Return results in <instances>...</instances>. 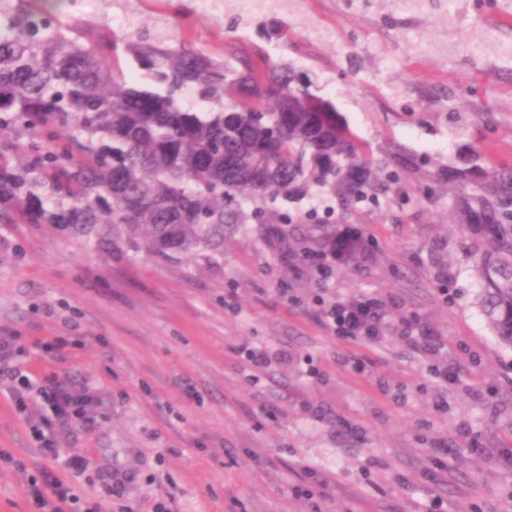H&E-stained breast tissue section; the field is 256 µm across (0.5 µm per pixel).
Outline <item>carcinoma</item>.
<instances>
[{"label": "carcinoma", "mask_w": 512, "mask_h": 512, "mask_svg": "<svg viewBox=\"0 0 512 512\" xmlns=\"http://www.w3.org/2000/svg\"><path fill=\"white\" fill-rule=\"evenodd\" d=\"M413 13L441 0H412ZM118 43L91 26L62 30L24 0H0V223L53 224L110 254L121 247L165 264L216 263L224 228L269 225L284 250L288 203L309 199L356 211L390 196L403 151L375 161L304 73L252 55L215 58L180 30H137L124 53L141 82L126 80ZM481 50L512 57L491 35ZM196 92L186 105L183 92ZM434 179L466 240L479 306L499 342L512 347V166L470 145ZM308 252L341 262L370 256L361 234L324 220Z\"/></svg>", "instance_id": "obj_1"}]
</instances>
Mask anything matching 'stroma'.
Segmentation results:
<instances>
[{
  "label": "stroma",
  "instance_id": "obj_1",
  "mask_svg": "<svg viewBox=\"0 0 512 512\" xmlns=\"http://www.w3.org/2000/svg\"><path fill=\"white\" fill-rule=\"evenodd\" d=\"M113 5L44 2L108 37L177 26L182 7L197 49L269 50L309 74L371 157L398 146L416 164L402 179L409 201L345 220L374 257L325 279L261 224L227 234L214 266L106 257L50 224H0V336L18 337L17 366L92 399L88 423L57 427L62 453L90 462L76 512H426L437 500L440 512H512V348L476 303L447 188L417 197L467 143L512 165V61L480 48L490 32L512 39L496 0H455L449 26L436 10L306 0L293 14L267 0L237 31L198 0H145L121 25ZM308 24L332 39L309 40ZM363 297L385 314L382 338H337L321 309ZM405 320L441 336L438 355L400 338ZM248 347L266 352L264 368L248 365ZM450 363L455 380L438 381ZM45 413L38 401L19 413L0 389V450L16 461L0 468V512H30L28 484L50 462L33 437Z\"/></svg>",
  "mask_w": 512,
  "mask_h": 512
}]
</instances>
